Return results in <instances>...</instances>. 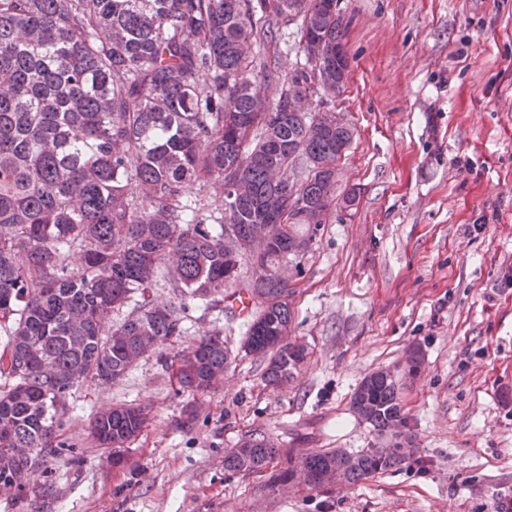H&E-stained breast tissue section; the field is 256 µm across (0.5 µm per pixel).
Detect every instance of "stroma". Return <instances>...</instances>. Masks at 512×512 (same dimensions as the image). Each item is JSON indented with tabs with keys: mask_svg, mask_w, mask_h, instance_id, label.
Wrapping results in <instances>:
<instances>
[{
	"mask_svg": "<svg viewBox=\"0 0 512 512\" xmlns=\"http://www.w3.org/2000/svg\"><path fill=\"white\" fill-rule=\"evenodd\" d=\"M349 75L328 108L356 136L336 162L335 202L287 277L293 337L308 358L265 386L245 353L249 317L182 302L159 274L151 298L180 309V336L109 385L67 397L33 507L0 492V512H512V0H339ZM222 332L231 362L210 392L180 389L163 360ZM423 360L414 376L410 347ZM389 369L403 384L416 453L397 471L328 491H263L228 475L247 436L281 448H383L351 398ZM116 404L150 421L124 467L88 440ZM193 406L186 417L183 409Z\"/></svg>",
	"mask_w": 512,
	"mask_h": 512,
	"instance_id": "35a3bbf8",
	"label": "stroma"
}]
</instances>
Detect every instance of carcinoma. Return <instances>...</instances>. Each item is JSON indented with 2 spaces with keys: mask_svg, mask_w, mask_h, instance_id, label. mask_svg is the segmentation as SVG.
Instances as JSON below:
<instances>
[{
  "mask_svg": "<svg viewBox=\"0 0 512 512\" xmlns=\"http://www.w3.org/2000/svg\"><path fill=\"white\" fill-rule=\"evenodd\" d=\"M297 28L293 69L277 60ZM338 0H0V479L33 501L51 494L46 457L56 417L80 383L110 384L147 349L181 335L178 310L150 298L160 268L182 299L206 305L245 288L259 301L247 350L267 361V385L288 383L306 357L291 332L288 282L254 285L245 258H227L225 215L213 216L188 184L232 207L246 241L289 225L263 259L293 258L334 201L336 161L354 129L304 111L307 60L322 62L317 105L348 78ZM77 250L82 265L71 267ZM135 300L110 333L112 309ZM229 351L220 333L174 355L178 382L213 389ZM358 418L390 448L300 451L246 437L224 456L234 475L269 473L271 493L356 484L411 454L399 387L373 373L352 399ZM148 422L140 407L97 414L89 436L121 460ZM5 448H30L18 462Z\"/></svg>",
  "mask_w": 512,
  "mask_h": 512,
  "instance_id": "1",
  "label": "carcinoma"
}]
</instances>
